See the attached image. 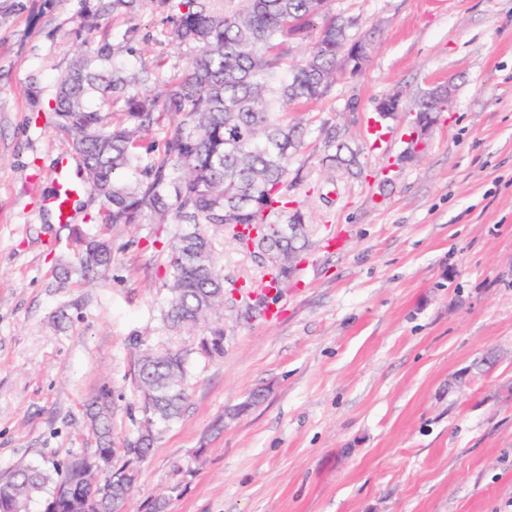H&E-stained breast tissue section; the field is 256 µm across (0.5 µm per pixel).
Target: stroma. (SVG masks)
<instances>
[{
	"mask_svg": "<svg viewBox=\"0 0 512 512\" xmlns=\"http://www.w3.org/2000/svg\"><path fill=\"white\" fill-rule=\"evenodd\" d=\"M329 8L373 47L321 102L290 111L307 124L288 198L310 246L266 298L278 319L225 297L224 353L192 356L185 408L159 428L123 512H512V0ZM176 12L144 0L132 26L99 0H0V478L93 452L83 417L96 393L114 411L113 447H127L143 418L139 358L198 342L162 320L179 225L106 223L88 192L72 223L44 209L57 158L75 154L48 108L58 79L91 38L169 83L196 51L173 39ZM439 84L451 101L402 161ZM325 124L359 152L360 175L324 163ZM332 235L343 249L326 247ZM99 238L111 266L81 273ZM214 243L225 276L263 290L229 236Z\"/></svg>",
	"mask_w": 512,
	"mask_h": 512,
	"instance_id": "35a3bbf8",
	"label": "stroma"
}]
</instances>
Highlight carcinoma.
Wrapping results in <instances>:
<instances>
[{
  "mask_svg": "<svg viewBox=\"0 0 512 512\" xmlns=\"http://www.w3.org/2000/svg\"><path fill=\"white\" fill-rule=\"evenodd\" d=\"M218 0H179L173 36L198 46L182 76L154 94V70L135 72L112 65L105 45L88 42L73 69L58 80L54 112L74 136L86 179L101 198L114 224H136L145 212L161 224H179L170 244L169 300L164 313L176 331L206 322L224 307V277L214 259L213 243L201 230L210 224L229 233L247 254L236 225L263 224L270 243L288 250L289 224H303L299 210L288 212V163L301 145L300 127L288 121V106L321 100L336 81L343 50L353 41L350 23L329 16V0H238L233 10H219ZM112 11L136 20L140 0H109ZM323 19L308 54L279 72L290 52L288 42L303 39ZM109 94L127 107L126 120L112 125L89 107L90 95ZM179 117V125L160 158L144 157L138 145L158 108ZM325 147L336 148L323 162L357 165L344 158L336 133L324 132ZM112 250L90 242L80 256L83 270L105 269ZM224 351V325L199 337L197 354L212 358ZM191 352L167 349L140 359L137 390L144 429L135 445L124 449L144 459L154 440L153 427L178 418L188 394ZM111 407L104 395L92 398L87 418L97 448L71 459L53 477L27 467L0 482V512H28L47 484L43 512H112V496H130L133 461L114 463Z\"/></svg>",
  "mask_w": 512,
  "mask_h": 512,
  "instance_id": "carcinoma-1",
  "label": "carcinoma"
}]
</instances>
